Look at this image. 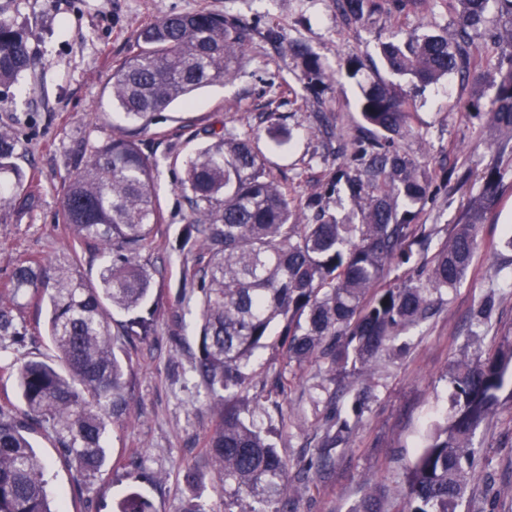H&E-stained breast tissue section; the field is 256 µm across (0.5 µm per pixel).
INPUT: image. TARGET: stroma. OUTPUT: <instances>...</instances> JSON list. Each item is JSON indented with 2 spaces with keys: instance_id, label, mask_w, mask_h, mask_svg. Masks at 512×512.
Instances as JSON below:
<instances>
[{
  "instance_id": "stroma-1",
  "label": "stroma",
  "mask_w": 512,
  "mask_h": 512,
  "mask_svg": "<svg viewBox=\"0 0 512 512\" xmlns=\"http://www.w3.org/2000/svg\"><path fill=\"white\" fill-rule=\"evenodd\" d=\"M0 7L29 29L40 62L37 81H19L0 101V122H10L17 132L19 164L34 172L40 196L32 216L0 215V286L28 255L56 262L68 257L60 209L71 155L81 141L111 136L117 122L112 73L135 50L138 31L167 15L206 11L239 20L251 32L249 52L231 81L199 90L191 106L174 104L141 135L156 164L164 217L143 253L160 272L161 311L155 335L130 355L131 419L110 425L109 460L98 476L79 480L59 459L51 430L31 436L47 462L50 497L64 512H116L118 501L135 488L155 512H180L189 494L187 468L205 464L203 441L213 412L192 370L198 289L186 280L189 258L175 245L189 214L178 188L182 162L207 142L209 131L250 139L294 201L318 194L325 213L344 220L357 206L346 191L331 190V181L349 165L357 142L375 135L359 113L360 88L377 80L399 85L409 98L410 130L395 145L430 181V193L415 212L417 223L433 229L436 244L478 195L482 169L499 167L498 203L482 226L462 282L444 293L435 315L410 331L405 355L381 358L371 396L348 445L337 450L331 474L309 482L296 496L298 512H348L372 482L387 491L389 512H399L404 470L427 431L450 411L448 370L461 353L472 311L486 297H494L496 311L481 331L480 349L512 338V250L501 245L512 234V140L500 138L488 121L496 89L454 75L424 86L376 60L380 43L453 33L455 13L448 0H421L402 15L367 12L357 20L343 18L333 0H0ZM294 43L327 70L343 69L351 57L366 62L372 57L376 63H367L354 79L311 83L290 50ZM271 121L290 133L283 147L268 139ZM455 166L472 170L464 187L448 178ZM284 410L272 439L293 468L311 453L313 436L332 407L303 381L292 385ZM478 439L485 459L465 508L478 512L491 481L501 512H512V399L502 400ZM133 456L141 457L155 483L138 485L128 476Z\"/></svg>"
}]
</instances>
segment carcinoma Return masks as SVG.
I'll use <instances>...</instances> for the list:
<instances>
[{
    "label": "carcinoma",
    "instance_id": "carcinoma-1",
    "mask_svg": "<svg viewBox=\"0 0 512 512\" xmlns=\"http://www.w3.org/2000/svg\"><path fill=\"white\" fill-rule=\"evenodd\" d=\"M418 0H336L342 15L357 18L368 10L403 13ZM453 37L424 35L401 45L381 44L388 69L422 85L454 74L461 80L497 84L489 115L512 138V53L501 55L504 73L479 68L481 50L472 32L487 22L494 4L502 25L485 29L484 47L512 48V0H455ZM138 50L112 73V103L125 127L111 137L85 141L74 152L65 187L61 223L73 241L69 260L50 264L34 255L11 272L0 292V349L25 346L31 335L18 299L46 311V332L55 356L32 358L15 367L22 415L0 410V512H55L44 479L46 461L30 435L49 423L57 452L85 478L107 462L108 422L129 419V350L153 335L160 302L158 269L142 260L163 217L155 189V164L142 148L138 132L176 101L229 82L245 55L247 27L207 12L168 15L143 27ZM308 81L335 73L299 47ZM38 60L29 33L0 8V99L19 79L34 74ZM363 122L384 135L359 145L351 161L363 168L340 169L333 186L342 185L354 201L368 196L357 224H342L320 209L317 195L303 209L313 220L298 223V207L288 190L267 171L251 142L226 132L184 161L179 189L189 218L181 246L189 247L185 276L197 285L200 319L193 370L206 387L217 422L205 442L206 463L224 487L252 498L248 512H295L294 484L327 476L337 448L346 445L349 416L339 411L315 435L311 455L288 477L271 431L258 426L255 413L283 416L281 400L299 372L316 364L337 385L348 374L368 377L385 353L404 352L402 335L420 326L442 293L455 287L471 265L479 231L497 202L499 174L484 172L478 199L463 214L434 255L421 262L416 276L393 285L380 281L391 263L408 261L412 247L433 230L414 223L415 212L399 208L426 199L430 184L417 162L393 147L392 137L408 125L409 103L384 83L361 88ZM19 140L0 125V211L31 214L38 193L17 163ZM108 257L96 280L78 271L83 254ZM495 300L488 297L471 315V335L488 325ZM120 315L117 320L114 315ZM281 326L271 338L273 324ZM282 349L288 370L272 380L254 369L255 352ZM512 366V339L488 352L463 349L448 372L451 414L433 425L405 472L401 512H460L483 464L476 443L498 402ZM257 389L249 394L251 389ZM204 471L190 469L186 484L194 490L180 512H208L195 493ZM118 512H152L149 500L131 491ZM349 512H385L379 496L366 490Z\"/></svg>",
    "mask_w": 512,
    "mask_h": 512
}]
</instances>
